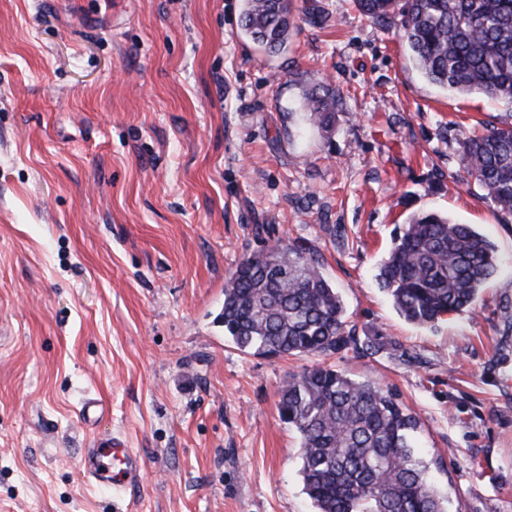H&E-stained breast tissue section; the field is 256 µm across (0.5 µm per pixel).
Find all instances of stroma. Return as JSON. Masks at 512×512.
<instances>
[{
  "label": "stroma",
  "mask_w": 512,
  "mask_h": 512,
  "mask_svg": "<svg viewBox=\"0 0 512 512\" xmlns=\"http://www.w3.org/2000/svg\"><path fill=\"white\" fill-rule=\"evenodd\" d=\"M293 3L271 55L242 0H0V512H314L278 400L318 356L243 352L217 320L242 257L278 240L317 251L357 336L384 341L327 362L416 415L448 512H512V217L460 163L512 105L430 83L353 0ZM322 86L328 132L300 109ZM421 211L500 259L475 311L432 327L376 278ZM96 435L141 483L87 482Z\"/></svg>",
  "instance_id": "stroma-1"
}]
</instances>
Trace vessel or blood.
I'll use <instances>...</instances> for the list:
<instances>
[{"instance_id":"obj_1","label":"vessel or blood","mask_w":512,"mask_h":512,"mask_svg":"<svg viewBox=\"0 0 512 512\" xmlns=\"http://www.w3.org/2000/svg\"><path fill=\"white\" fill-rule=\"evenodd\" d=\"M80 465L87 480L110 489L135 484L144 462L122 440L110 437L83 449Z\"/></svg>"}]
</instances>
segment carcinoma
Wrapping results in <instances>:
<instances>
[{
    "instance_id": "obj_1",
    "label": "carcinoma",
    "mask_w": 512,
    "mask_h": 512,
    "mask_svg": "<svg viewBox=\"0 0 512 512\" xmlns=\"http://www.w3.org/2000/svg\"><path fill=\"white\" fill-rule=\"evenodd\" d=\"M355 3L363 18L381 27L399 20L413 60L431 83L512 103V0ZM294 27L293 0H246L241 28L266 51H284ZM303 108L328 129L336 99L327 88L313 90ZM461 164L512 216V117L464 137ZM497 266L485 236L427 211L403 224L377 280L406 321L428 326L474 310ZM218 321L240 350L258 355H372L382 347L360 342L348 327L319 257L282 241L242 258L224 285ZM278 407L280 419L299 435V472L317 512H447L430 463L412 444L418 420L390 390L314 365L289 376Z\"/></svg>"
}]
</instances>
